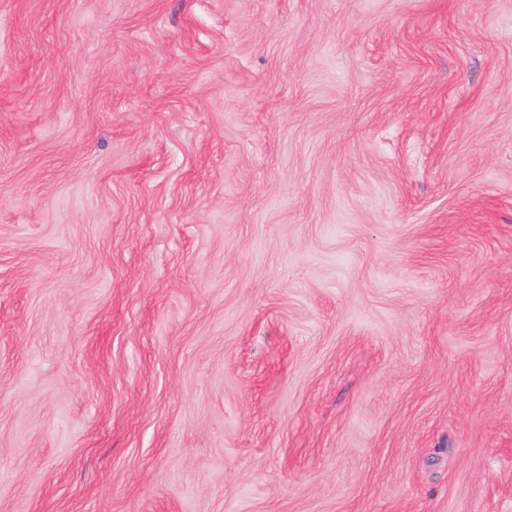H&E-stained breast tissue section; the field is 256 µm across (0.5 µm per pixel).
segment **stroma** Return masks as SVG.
Here are the masks:
<instances>
[{"label":"stroma","instance_id":"stroma-1","mask_svg":"<svg viewBox=\"0 0 512 512\" xmlns=\"http://www.w3.org/2000/svg\"><path fill=\"white\" fill-rule=\"evenodd\" d=\"M0 512H512V0H0Z\"/></svg>","mask_w":512,"mask_h":512}]
</instances>
